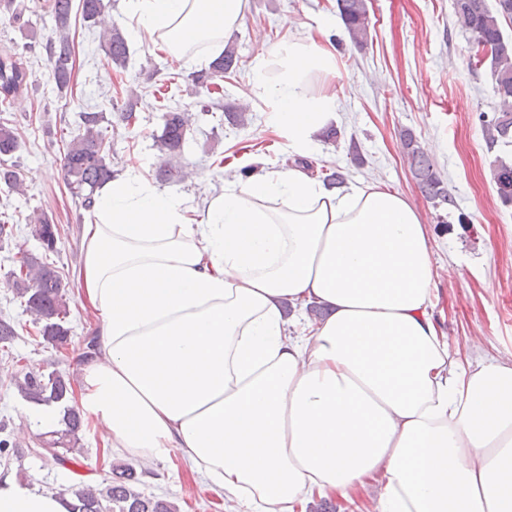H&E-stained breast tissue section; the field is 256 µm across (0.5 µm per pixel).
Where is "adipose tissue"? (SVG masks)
Listing matches in <instances>:
<instances>
[{"label":"adipose tissue","instance_id":"ef3b65f1","mask_svg":"<svg viewBox=\"0 0 512 512\" xmlns=\"http://www.w3.org/2000/svg\"><path fill=\"white\" fill-rule=\"evenodd\" d=\"M140 40L219 56L246 0H124ZM270 126L306 156L336 117L313 36L255 64ZM100 315L77 406L113 453L179 451L244 512L380 485V512H512V359L461 362L433 315L430 235L400 192L301 167L225 180L205 220L132 170L105 184L79 271ZM327 307L322 320L286 309ZM71 495L0 478V512Z\"/></svg>","mask_w":512,"mask_h":512}]
</instances>
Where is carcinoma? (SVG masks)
Here are the masks:
<instances>
[{
  "instance_id": "carcinoma-1",
  "label": "carcinoma",
  "mask_w": 512,
  "mask_h": 512,
  "mask_svg": "<svg viewBox=\"0 0 512 512\" xmlns=\"http://www.w3.org/2000/svg\"><path fill=\"white\" fill-rule=\"evenodd\" d=\"M80 13L89 25L99 23L107 7L105 0H80ZM339 16L351 40L365 45L370 33L368 0H337ZM46 9L53 18L52 36L45 49L50 74L56 88H68L72 74V23L73 0H47ZM454 9L459 24L470 35L475 53L470 65H489L490 78L499 100L498 111L482 120L489 148L512 143V40L503 36L501 19L512 18V0H496L491 9L487 0H455ZM100 48L109 66L124 70L130 59L128 40L122 29L113 24L99 33ZM238 56L234 44L228 43L224 53L213 61L209 69L192 75L200 87H219L224 74L236 71ZM29 70L23 59L15 53L0 55V105L28 88ZM161 134L156 143L161 153L157 176L162 181L181 180L185 172L181 164L188 141L191 115L173 105L159 108ZM103 112L94 108L79 113L76 130L65 144L62 169L72 195L81 200L82 206L93 207L95 192L112 180L111 149L101 130ZM20 144L14 128L0 122V156H12ZM402 147L410 164V171L421 193L435 204L449 201L448 189L423 152L414 135L405 131ZM493 180L498 195L505 204L512 203V163L497 161ZM0 183L9 190L24 194L16 172L10 166L0 167ZM31 235L46 252L56 251L58 225L47 216L36 219ZM9 282L17 298L24 302L39 335L49 344L64 345L70 335L67 327L68 282L54 264L33 254H24L19 271L11 272ZM18 394L35 404H55L61 408L60 428L39 434L41 454L61 466L78 464L82 455L78 448L84 418L78 407L71 404L72 386L69 374L54 369L50 372L33 367L14 380ZM112 477L104 486L71 488L73 502L70 512H177L171 501L157 496H147L137 489L139 478L135 469L125 464L111 465Z\"/></svg>"
}]
</instances>
